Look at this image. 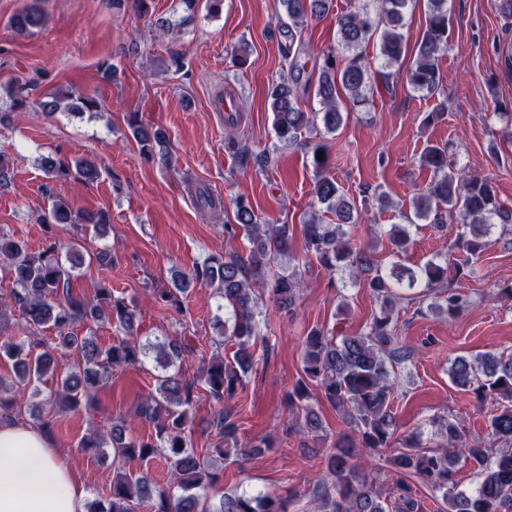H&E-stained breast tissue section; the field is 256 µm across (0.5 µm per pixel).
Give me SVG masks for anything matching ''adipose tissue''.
Here are the masks:
<instances>
[{"mask_svg":"<svg viewBox=\"0 0 512 512\" xmlns=\"http://www.w3.org/2000/svg\"><path fill=\"white\" fill-rule=\"evenodd\" d=\"M85 494L43 430L0 423V512H84Z\"/></svg>","mask_w":512,"mask_h":512,"instance_id":"adipose-tissue-1","label":"adipose tissue"}]
</instances>
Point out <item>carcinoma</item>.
Wrapping results in <instances>:
<instances>
[{"mask_svg": "<svg viewBox=\"0 0 512 512\" xmlns=\"http://www.w3.org/2000/svg\"><path fill=\"white\" fill-rule=\"evenodd\" d=\"M410 0H361L354 9L336 19L338 48L344 57L324 56L313 96L319 109L306 112L301 107V68L289 63L270 93V111L278 138L290 145L302 144L303 135L317 125L327 133L343 124L342 99L353 105L366 101L372 80L370 65L358 49L380 36L383 67L400 63L406 44L402 32L404 14ZM427 21L416 53L408 68V82L418 92L433 94L440 84L439 57L448 49V0H426ZM288 16V40H302L305 18L326 16L331 0H279ZM42 0H26L10 19L20 34H32L45 24ZM132 137L141 145L166 154L168 138L161 128L146 125L133 117L129 121ZM322 159H317L318 153ZM421 165L432 172L423 193L413 201L414 215L433 218L436 227L457 223L455 247L467 265L480 259L489 246L496 223L512 222V213L502 207L491 180L481 176L460 178L448 149L430 145L420 155ZM311 163L317 173L315 195L318 203L334 215V224H322L313 217L302 225L306 250L317 264L330 274L349 270L356 280L366 283L379 302L368 330L353 335L335 336L321 328L311 329L303 340L302 378L289 393L295 424L290 428L314 442L326 441L329 433L322 418L311 409V389L347 423L350 434L334 442L327 452L326 475L321 479L322 512H421L422 502L410 485V479L442 494L447 512H512V353L484 352L458 356L451 362L449 375L454 385L476 394L480 402L496 406L487 428L485 443L471 436L459 418L453 415L432 418L443 444L422 446L420 436L411 433L395 437L396 415L393 409L398 391L395 368L409 361L413 349L398 336L394 318L401 300L396 288L416 285L440 294L439 310L448 317L458 315L468 304L466 294L448 285V254L437 253L416 268L380 267L373 253L354 244L348 227L357 223L358 208L341 190L336 180L326 175L328 155L320 143L311 150ZM44 171L50 177L75 174L88 181L100 177V165L94 157H81L74 164L59 158H47ZM110 223L103 210H78L61 199L51 200L41 216L46 236L42 248L29 250L26 243L0 238V260L6 262L15 288L12 300L31 329L48 326L56 333L59 345L74 348L82 356L83 366L60 378L49 401L61 410L92 407L99 383L106 382L112 370L144 364L149 354L161 369L155 375V391L144 397L135 409L136 417L154 427L148 438H128L125 426L114 423L106 432L84 437L80 447L90 455L110 449L116 472L112 480V499L108 506H89L88 512H134L143 501L152 502L151 512H288V500L274 494H235L224 496L215 507L206 506L207 492L215 487L219 473L201 464L188 443L186 428L197 383L219 405L231 401L243 389L252 370V347L259 337L254 291L266 283L279 260L289 255L292 234L287 224H262L252 204L243 198L235 202V223L224 225V234L244 237L248 255L210 256L188 273L178 271L172 287L164 288L158 299L164 306L179 310L182 298L197 288L214 289L217 310L224 319H216L222 335L233 341L232 355H218L203 364L198 379L187 377L184 355L192 349L176 339L144 341L139 336L138 313L125 298L112 295V286L104 282L91 298L72 293V270L82 266L85 256L81 244L72 243L66 255H60L54 229L60 225L82 224L101 232ZM391 243L406 252L410 234L396 225ZM303 281L298 272L278 275L273 292L284 307L298 298ZM109 321L122 337L107 348L98 346L92 335L73 332L76 324L92 326ZM5 310H0V360L12 363L19 393L28 389L38 394L45 375L54 370V358L48 351L34 352L23 340L5 334ZM216 427L222 440L213 452L224 460L228 447H237L238 429L231 416L219 409ZM377 453L391 452L387 464L393 472V489L386 496L377 489L375 477L361 472L355 463L356 449ZM163 456L170 464L169 483H152L143 475H134L124 465L134 460ZM469 461L479 468L480 482L469 491L458 489L456 466Z\"/></svg>", "mask_w": 512, "mask_h": 512, "instance_id": "carcinoma-1", "label": "carcinoma"}]
</instances>
